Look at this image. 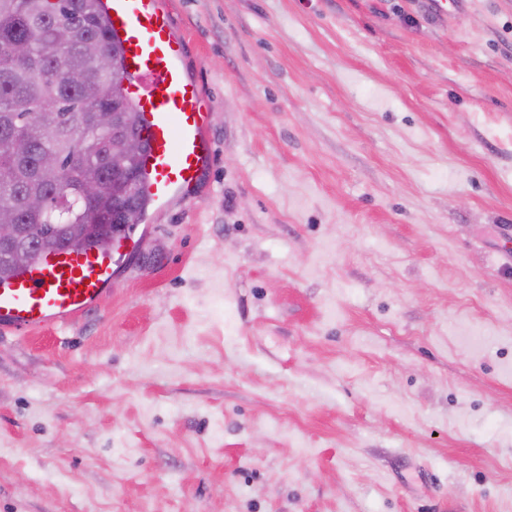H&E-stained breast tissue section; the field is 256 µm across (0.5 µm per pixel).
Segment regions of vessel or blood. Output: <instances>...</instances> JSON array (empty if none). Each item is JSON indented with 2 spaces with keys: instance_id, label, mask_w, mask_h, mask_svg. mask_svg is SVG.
<instances>
[{
  "instance_id": "obj_1",
  "label": "vessel or blood",
  "mask_w": 512,
  "mask_h": 512,
  "mask_svg": "<svg viewBox=\"0 0 512 512\" xmlns=\"http://www.w3.org/2000/svg\"><path fill=\"white\" fill-rule=\"evenodd\" d=\"M123 49L130 102L143 117L142 160L153 201L168 203L195 187L211 160L203 91L181 67L182 45L160 0H104ZM112 255L62 249L39 256L0 283V329L30 331L82 315L112 284Z\"/></svg>"
}]
</instances>
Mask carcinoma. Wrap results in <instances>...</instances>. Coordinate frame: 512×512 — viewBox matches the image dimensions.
<instances>
[{
	"label": "carcinoma",
	"mask_w": 512,
	"mask_h": 512,
	"mask_svg": "<svg viewBox=\"0 0 512 512\" xmlns=\"http://www.w3.org/2000/svg\"><path fill=\"white\" fill-rule=\"evenodd\" d=\"M14 43L24 55L9 51ZM96 45L108 63L93 58ZM118 53L103 0H0V222L29 227L33 259L45 248L94 247L112 236L110 223L86 232L102 211L127 224L149 206L139 160L112 156V127L92 122L100 110L134 111L118 77ZM74 70L84 74L76 84L66 80ZM18 142L26 154L16 153ZM48 153L57 158L55 173L41 169ZM125 176L135 183L127 200L84 195L89 180L109 187ZM31 194L49 203L30 212L22 201Z\"/></svg>",
	"instance_id": "1"
}]
</instances>
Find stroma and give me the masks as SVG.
I'll list each match as a JSON object with an SVG mask.
<instances>
[{
  "label": "stroma",
  "instance_id": "stroma-1",
  "mask_svg": "<svg viewBox=\"0 0 512 512\" xmlns=\"http://www.w3.org/2000/svg\"><path fill=\"white\" fill-rule=\"evenodd\" d=\"M201 183L0 333V512H512V0H162Z\"/></svg>",
  "mask_w": 512,
  "mask_h": 512
}]
</instances>
